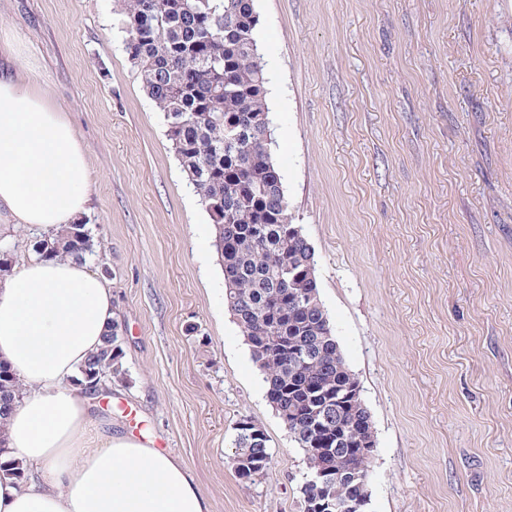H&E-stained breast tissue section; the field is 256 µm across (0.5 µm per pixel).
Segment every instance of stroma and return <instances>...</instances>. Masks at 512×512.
I'll list each match as a JSON object with an SVG mask.
<instances>
[{
	"mask_svg": "<svg viewBox=\"0 0 512 512\" xmlns=\"http://www.w3.org/2000/svg\"><path fill=\"white\" fill-rule=\"evenodd\" d=\"M289 211L361 387L369 512H512V0H254ZM123 0H0L88 149L89 267L123 379L92 429L140 428L210 512H303L304 452L224 303L213 226L124 50ZM267 435L250 485L235 427Z\"/></svg>",
	"mask_w": 512,
	"mask_h": 512,
	"instance_id": "35a3bbf8",
	"label": "stroma"
}]
</instances>
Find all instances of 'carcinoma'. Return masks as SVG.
I'll use <instances>...</instances> for the list:
<instances>
[{
    "label": "carcinoma",
    "mask_w": 512,
    "mask_h": 512,
    "mask_svg": "<svg viewBox=\"0 0 512 512\" xmlns=\"http://www.w3.org/2000/svg\"><path fill=\"white\" fill-rule=\"evenodd\" d=\"M124 50L143 87L168 125L187 180L200 196L214 228L224 271L225 302L247 337L263 372L266 396L306 466H325L339 483L369 469L358 457L360 440L374 434L362 399L336 405V391L359 383L346 366L320 298L314 251L288 211L279 169L264 142L269 78L260 61L254 0H125ZM40 258L90 257L84 224L49 231L33 244ZM118 321L100 352L81 368L83 380L122 379ZM17 378L0 364V419L12 409ZM232 467L239 480L256 484L271 469L267 439L237 429ZM340 447L336 454L318 448Z\"/></svg>",
    "instance_id": "carcinoma-1"
}]
</instances>
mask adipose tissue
Segmentation results:
<instances>
[{
    "label": "adipose tissue",
    "instance_id": "1",
    "mask_svg": "<svg viewBox=\"0 0 512 512\" xmlns=\"http://www.w3.org/2000/svg\"><path fill=\"white\" fill-rule=\"evenodd\" d=\"M0 51V210L18 230L67 228L93 192L86 146L21 52ZM115 316L109 281L86 262L36 258L0 274V362L23 385L0 435L25 470L0 471V512H210L179 458L88 430L76 378Z\"/></svg>",
    "mask_w": 512,
    "mask_h": 512
}]
</instances>
